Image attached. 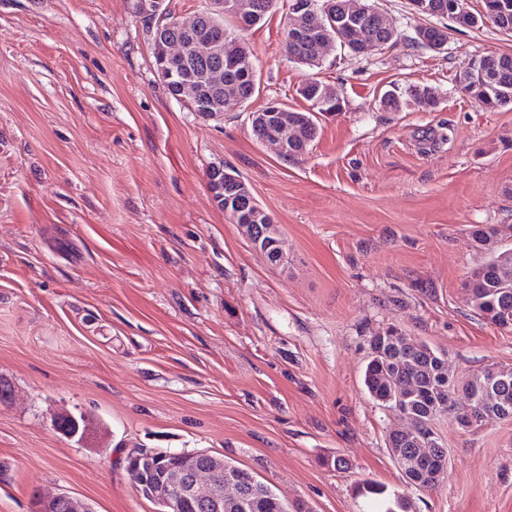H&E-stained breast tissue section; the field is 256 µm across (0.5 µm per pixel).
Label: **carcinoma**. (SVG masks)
Listing matches in <instances>:
<instances>
[{
  "label": "carcinoma",
  "mask_w": 512,
  "mask_h": 512,
  "mask_svg": "<svg viewBox=\"0 0 512 512\" xmlns=\"http://www.w3.org/2000/svg\"><path fill=\"white\" fill-rule=\"evenodd\" d=\"M190 26L178 31V37L186 44L201 43L211 30L209 23L224 29V34L244 39L237 16L224 11L222 0H211V7L181 19ZM357 31L335 25V20L323 19L322 27L307 42L297 48L284 47V51L296 55L294 62L310 69L319 67L315 62L318 41L334 38L351 52L356 51ZM243 67L226 71L221 78L213 76V70L203 64H191L189 86L196 94L240 95L247 99L260 85V76L254 55L247 45H242ZM465 95L491 109L512 104V98L504 99L489 91L484 81H472L463 85ZM288 138L298 155L303 154L316 139L319 120L309 112L286 108ZM307 121H299V117ZM268 233L259 242L263 255L281 259L283 253L273 225H267ZM512 237V225H489L472 232L473 241L483 243L491 238L505 241ZM469 292L468 305L472 312L491 324L512 329V249L504 248L473 270L465 282ZM362 384L366 393L379 405L395 412L405 424L388 433V446L394 458L405 459L402 472L406 485L433 489L445 478L448 469V452L426 454L423 449L435 442L443 444L436 425L441 418L450 416V423L463 429L472 427L464 422L471 407L479 409L478 424L492 419L512 420V370L489 367L481 374L460 379L451 372L448 354L420 341L407 342L400 329L389 326L370 340V356L362 372ZM458 395L456 409L449 411L448 397ZM213 465L224 470V512H303L300 504L288 503L272 487L248 475V472L231 461L215 456ZM250 476L247 484V500L235 493L242 477ZM364 495L382 501L383 512H406L405 497L384 484L364 482L359 486Z\"/></svg>",
  "instance_id": "cac0c4a2"
}]
</instances>
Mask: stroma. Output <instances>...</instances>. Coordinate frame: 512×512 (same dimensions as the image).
Listing matches in <instances>:
<instances>
[{
	"label": "stroma",
	"instance_id": "stroma-1",
	"mask_svg": "<svg viewBox=\"0 0 512 512\" xmlns=\"http://www.w3.org/2000/svg\"><path fill=\"white\" fill-rule=\"evenodd\" d=\"M372 2L397 44L328 53L317 76L344 108L284 159L251 129L269 100L308 108L283 5L246 36L259 93L205 120L159 80L137 0H0V512H32L37 490L155 512L121 464L133 449L210 451L305 512H375L364 481L409 512H512V420H440L448 472L415 489L387 442L401 421L361 381L391 325L457 377L512 368V331L464 288L500 248L474 227L512 225V105L459 85L512 35L452 23L434 52L411 43L432 19L410 0ZM426 87L436 108L382 103ZM215 165L273 216L282 263L213 203ZM60 412L100 429L66 439ZM485 81H472L464 84V79L462 80V91L465 95L470 98L478 101L486 108H499L512 104V97L510 99L500 98L498 95L489 91L486 87ZM359 491L364 495H371L382 501L384 510L382 512H407L405 497L395 489H388L384 484L375 482H363L359 485Z\"/></svg>",
	"mask_w": 512,
	"mask_h": 512
}]
</instances>
